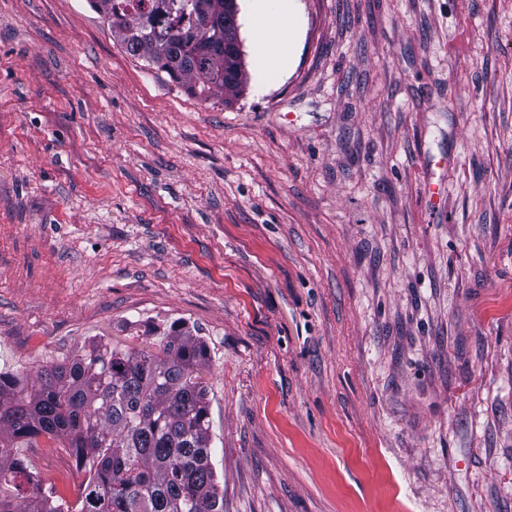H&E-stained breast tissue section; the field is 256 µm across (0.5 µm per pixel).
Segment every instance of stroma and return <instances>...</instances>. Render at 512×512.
Listing matches in <instances>:
<instances>
[{
  "mask_svg": "<svg viewBox=\"0 0 512 512\" xmlns=\"http://www.w3.org/2000/svg\"><path fill=\"white\" fill-rule=\"evenodd\" d=\"M294 4L228 104L0 0V371L183 320L224 512H512V0Z\"/></svg>",
  "mask_w": 512,
  "mask_h": 512,
  "instance_id": "obj_1",
  "label": "stroma"
}]
</instances>
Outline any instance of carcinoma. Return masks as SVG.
<instances>
[{
  "mask_svg": "<svg viewBox=\"0 0 512 512\" xmlns=\"http://www.w3.org/2000/svg\"><path fill=\"white\" fill-rule=\"evenodd\" d=\"M132 57L195 98L243 90L234 36L191 39L187 0H88ZM159 351L95 340L34 381L0 374V512H224L211 461L208 366L198 330L151 324ZM61 438L89 480L74 503L37 487L18 448ZM30 486V496L22 487Z\"/></svg>",
  "mask_w": 512,
  "mask_h": 512,
  "instance_id": "obj_1",
  "label": "carcinoma"
}]
</instances>
